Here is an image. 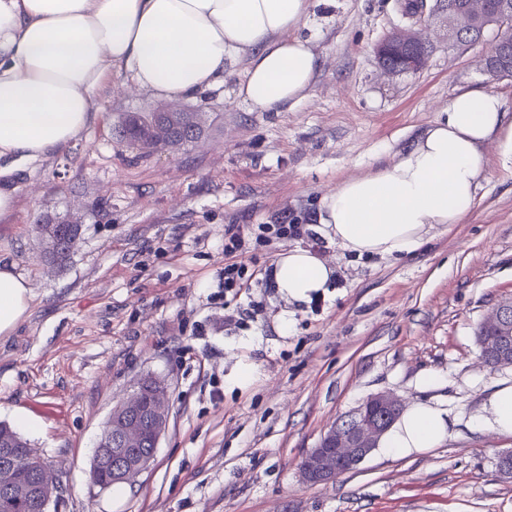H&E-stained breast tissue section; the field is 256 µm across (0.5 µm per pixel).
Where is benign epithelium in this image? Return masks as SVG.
<instances>
[{
  "label": "benign epithelium",
  "instance_id": "1",
  "mask_svg": "<svg viewBox=\"0 0 512 512\" xmlns=\"http://www.w3.org/2000/svg\"><path fill=\"white\" fill-rule=\"evenodd\" d=\"M419 25L439 27L450 42L472 44L489 27L508 32L512 37V0H465L456 6L449 0H437L423 9L416 20ZM430 45L413 27L394 30L376 48L381 68L388 74L399 75L421 70L428 58ZM160 120L150 133L133 146L140 152L174 153L182 148L170 133L167 121L182 115L171 106L159 108ZM47 258L60 250L59 233L54 224H45L38 232ZM489 331L485 347L497 355L494 366L512 365V354L506 342L512 336V297L500 302L483 321ZM170 399L166 386L159 380L152 383L150 396L143 399L134 390L112 410L100 434L91 461V472L111 470L110 483H131L154 459L160 439L169 423ZM403 410L399 399L388 392L368 397L350 415L336 422L310 449L299 465L303 483L321 485L336 481L357 468L378 447L393 417ZM60 483L45 471L31 478L26 469L15 464L0 469V494L12 501H33L43 512L58 499Z\"/></svg>",
  "mask_w": 512,
  "mask_h": 512
}]
</instances>
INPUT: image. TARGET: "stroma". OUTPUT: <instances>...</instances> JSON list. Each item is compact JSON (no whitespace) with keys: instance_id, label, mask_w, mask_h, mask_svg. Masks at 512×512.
Listing matches in <instances>:
<instances>
[{"instance_id":"1","label":"stroma","mask_w":512,"mask_h":512,"mask_svg":"<svg viewBox=\"0 0 512 512\" xmlns=\"http://www.w3.org/2000/svg\"><path fill=\"white\" fill-rule=\"evenodd\" d=\"M407 23L400 0H315L300 33L321 64L295 109L259 112L237 98L243 55L189 101L208 114L194 146L139 158L113 124L161 101L116 71L81 139L15 161L0 262L32 299L0 336V421H34L21 436L60 472L51 512H512V476L498 469L512 435L470 424L512 383V366L482 363L476 338L512 297V158L495 142L482 148L472 209L434 225L415 252L357 258L305 236L298 246L334 268L319 304L260 284L241 298L250 317L228 322L211 299L226 225L248 239L273 214L315 212L343 180L396 161L459 93L494 92L512 117V78L482 68L497 29L472 45L427 30L425 68L384 74L375 47ZM77 210L75 253L50 267L35 223ZM243 365L251 377L240 384ZM148 376L169 387V426L133 484L99 488L90 465L103 426ZM378 392L447 410L446 440L407 457L377 450L335 482L302 484L305 453Z\"/></svg>"}]
</instances>
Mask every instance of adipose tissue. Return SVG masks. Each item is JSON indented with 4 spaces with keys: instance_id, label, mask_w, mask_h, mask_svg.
Listing matches in <instances>:
<instances>
[{
    "instance_id": "1",
    "label": "adipose tissue",
    "mask_w": 512,
    "mask_h": 512,
    "mask_svg": "<svg viewBox=\"0 0 512 512\" xmlns=\"http://www.w3.org/2000/svg\"><path fill=\"white\" fill-rule=\"evenodd\" d=\"M310 0H0V160L36 161L81 136L92 102L113 70L165 100L198 99L224 80L228 59L249 64L238 98L261 112L293 109L311 91L320 56L299 29ZM496 141L512 155V120L501 98L470 91L451 98L399 160L343 181L324 195L316 232L352 254L392 256L419 248L435 224L470 211ZM333 270L294 247L273 282L293 303L325 292ZM30 299L25 279L0 264V335H10ZM512 435V385L496 390L471 421ZM445 410L417 403L383 434L388 455L437 447Z\"/></svg>"
}]
</instances>
